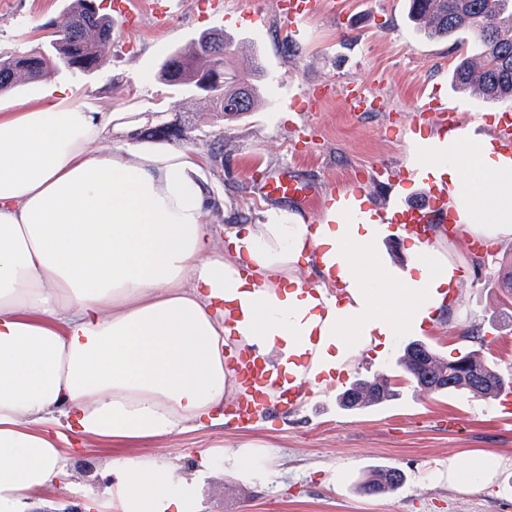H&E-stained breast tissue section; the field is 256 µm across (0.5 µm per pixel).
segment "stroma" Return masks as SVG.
<instances>
[{
  "label": "stroma",
  "instance_id": "obj_1",
  "mask_svg": "<svg viewBox=\"0 0 512 512\" xmlns=\"http://www.w3.org/2000/svg\"><path fill=\"white\" fill-rule=\"evenodd\" d=\"M70 0H0V48H31L42 42L46 27L57 21ZM114 21L112 47L102 66L90 73L55 75L66 95L96 112H119L131 127L144 130L160 123L189 128V138L154 142L107 129L96 143L196 156V177L210 198L209 224L223 236L228 224L261 220L264 201L257 189L282 168L294 167L316 182L321 194L298 206L307 223L318 221L335 190H356L374 205L391 192L419 201L424 184L413 180L388 185L375 182L374 171L387 166L403 172L409 142L438 135L440 128L416 120L421 93L447 103L462 124L475 121L492 133L506 106L459 92L450 72L460 49H471L470 35L460 42L428 39L408 17L407 0H325L321 12L301 24L291 41L278 13L277 0H223L218 20H205L199 0H143L135 22L116 12L114 0H97ZM168 9V27L158 31L154 17ZM221 30L246 41L261 55L268 72L266 103L236 116L205 111L204 100L167 85L157 73L177 49L205 31ZM362 85L376 99L375 111L347 112L343 93ZM330 88L320 111L303 112L296 104L308 93ZM448 260L459 267V300L435 325L416 332L442 354L473 349L465 333L485 334V356L512 373V303L505 301L502 280L512 270V241L487 243L475 251L470 240L446 235ZM405 337H398L383 357L362 353L353 367L323 393L311 394L292 411L270 408L247 430L211 425L150 442L86 441L71 457L65 483L47 488L33 507H65L69 486L92 495L91 474H102L115 456L179 457L184 470L194 468L199 453L213 452L212 471L200 488L204 512H512V467L497 482L507 494L436 483V470L449 461L466 465L470 452L486 450L512 458V424L499 420L500 404L467 394L416 392L397 359ZM374 374L391 377L397 399L362 412L341 410L336 397L356 379ZM254 446L249 475L225 458L243 442ZM389 465L403 471L402 487L389 493L359 491L367 469Z\"/></svg>",
  "mask_w": 512,
  "mask_h": 512
}]
</instances>
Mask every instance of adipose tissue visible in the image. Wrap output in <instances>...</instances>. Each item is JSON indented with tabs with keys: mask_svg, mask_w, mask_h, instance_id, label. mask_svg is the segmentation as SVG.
Returning <instances> with one entry per match:
<instances>
[{
	"mask_svg": "<svg viewBox=\"0 0 512 512\" xmlns=\"http://www.w3.org/2000/svg\"><path fill=\"white\" fill-rule=\"evenodd\" d=\"M110 122L49 94L0 113V512H29L67 476L74 437L223 423L237 392L226 348L323 389L361 352L434 324L459 284L439 239L413 240L406 268L381 263L390 224L351 195L314 224L271 206L216 238L190 156L91 152ZM404 167L447 191L459 234L512 239V154L474 126L419 141ZM506 465L475 451L438 476L484 487ZM209 467L113 458L87 512H201Z\"/></svg>",
	"mask_w": 512,
	"mask_h": 512,
	"instance_id": "ef3b65f1",
	"label": "adipose tissue"
}]
</instances>
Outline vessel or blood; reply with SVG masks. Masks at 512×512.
<instances>
[{
    "label": "vessel or blood",
    "instance_id": "vessel-or-blood-1",
    "mask_svg": "<svg viewBox=\"0 0 512 512\" xmlns=\"http://www.w3.org/2000/svg\"><path fill=\"white\" fill-rule=\"evenodd\" d=\"M321 3L322 0H278V7L291 33L295 34L299 31L300 23L316 12ZM260 192L265 199L271 201L289 200L305 204L318 196L319 188L316 183L303 179L289 170L266 181ZM389 209L392 213V222L398 229L414 234L424 241L444 232L447 225L455 221L448 207L447 192L434 186L428 188L424 204L410 205L394 201L390 203ZM236 371L246 387L245 395L239 398L234 410V424L237 428H247L255 417L264 414L268 405H276L284 411L294 409L298 405L302 388L290 383L281 387L277 399L269 398L266 388L270 381V372L263 361L242 356Z\"/></svg>",
    "mask_w": 512,
    "mask_h": 512
}]
</instances>
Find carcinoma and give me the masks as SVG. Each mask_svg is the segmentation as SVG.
<instances>
[{
	"instance_id": "cac0c4a2",
	"label": "carcinoma",
	"mask_w": 512,
	"mask_h": 512,
	"mask_svg": "<svg viewBox=\"0 0 512 512\" xmlns=\"http://www.w3.org/2000/svg\"><path fill=\"white\" fill-rule=\"evenodd\" d=\"M412 20L434 38L452 39L467 31L480 52L463 57L452 80L463 91L487 100L512 101V0H409ZM112 18L90 8V0H72L62 22L45 36L39 49L0 51V92L21 81H35L65 69L90 73L112 46ZM243 47L222 32H204L186 51L173 53L158 78L169 85L203 92L210 112H252L260 102L265 67L256 55L245 67L236 65ZM479 348L446 357L424 341L403 348L399 363L418 391L426 394L465 392L495 399L512 376L482 356L485 337L471 335ZM397 391L384 374L354 381L338 395L345 410H361L394 399ZM404 482L394 467L377 466L358 490L373 494L396 489Z\"/></svg>"
}]
</instances>
